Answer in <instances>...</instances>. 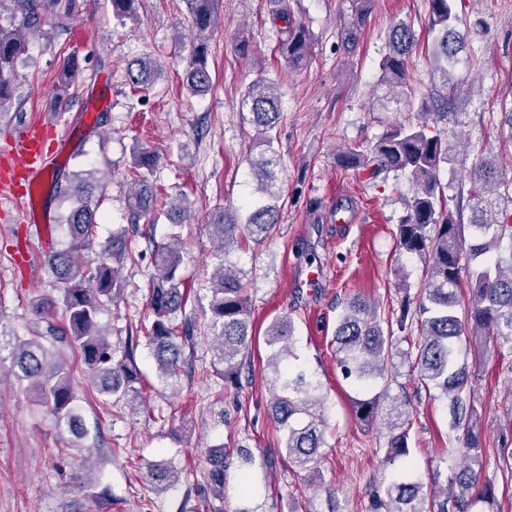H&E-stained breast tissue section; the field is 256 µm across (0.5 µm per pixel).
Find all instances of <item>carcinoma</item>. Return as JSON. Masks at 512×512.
<instances>
[{"instance_id": "obj_1", "label": "carcinoma", "mask_w": 512, "mask_h": 512, "mask_svg": "<svg viewBox=\"0 0 512 512\" xmlns=\"http://www.w3.org/2000/svg\"><path fill=\"white\" fill-rule=\"evenodd\" d=\"M137 0H110L112 15L122 21L135 14ZM214 0H191L196 43L183 79L193 94L211 85L207 62L206 35L213 20ZM21 14L27 30L37 32L48 16L61 25L76 7V0H0ZM356 21L345 29L344 45L354 48L362 35L369 12V0H353ZM428 34L433 37V60L443 79V88L454 89L448 76L466 48L471 27L457 11V0H429ZM284 22L280 28L279 50L294 66L308 58L312 41L305 26L293 20L285 0L273 13ZM416 34L411 26L399 23L391 27L388 52L380 64V84L402 95L409 93L407 74L412 65ZM28 42L20 33L0 27V104L11 99L17 61L26 54ZM154 74L151 66L140 64L139 71L129 73L130 83L146 89ZM76 79V71L65 68L60 74L56 93L66 96ZM242 106L252 116L251 122L267 146V151L249 158L257 178L258 197L252 202L245 220L226 209L217 212L206 225L209 237L218 242V265L211 280L208 310L209 328L214 342L216 364L226 380L238 378V356L249 345L248 298L238 272L224 266L223 253L237 244L242 230L260 237L277 223L279 211L266 199L275 195L276 182L271 132L281 118L280 101L275 87L266 80L251 83L242 97ZM448 159V141L431 135L425 126L395 124L364 152L343 155L346 167H362L371 175L400 172L409 176L414 194L406 214L397 227V243L401 250L425 256L428 265L425 279L416 296L410 286L401 284L404 296L397 327L401 332L416 333L409 350L402 353L393 344L392 324L382 325L374 304L351 298L343 304L336 332L337 364L342 376L362 397L355 400L353 412L358 421L371 423L380 416L382 402L391 399L390 409L383 415L386 443L383 463L392 469L389 481L375 493V512H474L479 502L495 500L489 483H480L484 468L482 434L474 422L471 405L474 373L459 361V343L475 336L484 345L512 350V180L491 159L479 165V177L468 189L458 188L446 196L441 184L440 163ZM157 166V155L139 151L133 162V187L129 206L135 213H146L154 193L146 174ZM85 180L74 175L73 184L62 195L70 206L64 217L68 242L46 254L45 264L61 292L65 319L60 325L48 324L46 332L32 338L0 335V353L9 350L10 368L20 383L34 388L41 404L48 407L58 428L78 439L88 435L79 408L77 393L65 372L61 354L66 349L79 350L92 375L103 405L124 400L132 409L141 402V373L135 361L140 340L154 358L159 376L165 380L179 375L187 362L186 350L193 348L190 327L179 328L177 320L183 312L186 293L181 291L178 276L180 236L172 233L165 243L153 245L155 274L150 288V325L140 327L142 336L128 338L126 348L119 351L98 324L104 306L113 303L122 291L118 266L133 259L123 236L112 237L108 259L86 265L81 251L92 236L95 214L84 198ZM470 211L469 224H461L464 211ZM469 235H464V228ZM509 240L508 254L502 243ZM294 328L287 318L275 320L267 331L271 348L269 363L273 368V417L284 432V450L300 470L316 476L324 458L326 441L324 420L318 410L324 403L321 385L314 376L293 364ZM414 356L410 366L416 390L434 389L438 398L447 402L450 428L462 451L459 470L447 478L442 493L434 496V506L424 507L426 494L415 476L410 461L409 414L397 398L390 397L389 386L375 392L379 382L388 381L395 373L394 359L399 355ZM207 489L212 497L224 499V447L208 454ZM147 481L157 491H164L178 481L170 468L151 463L145 471ZM308 512H337L335 492L325 491V499L310 500Z\"/></svg>"}]
</instances>
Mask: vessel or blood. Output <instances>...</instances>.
I'll return each mask as SVG.
<instances>
[{"instance_id":"vessel-or-blood-1","label":"vessel or blood","mask_w":512,"mask_h":512,"mask_svg":"<svg viewBox=\"0 0 512 512\" xmlns=\"http://www.w3.org/2000/svg\"><path fill=\"white\" fill-rule=\"evenodd\" d=\"M47 130L42 123L20 129L0 151V196L20 203L28 224L46 222L41 204L46 181L69 145L64 138L48 143Z\"/></svg>"}]
</instances>
